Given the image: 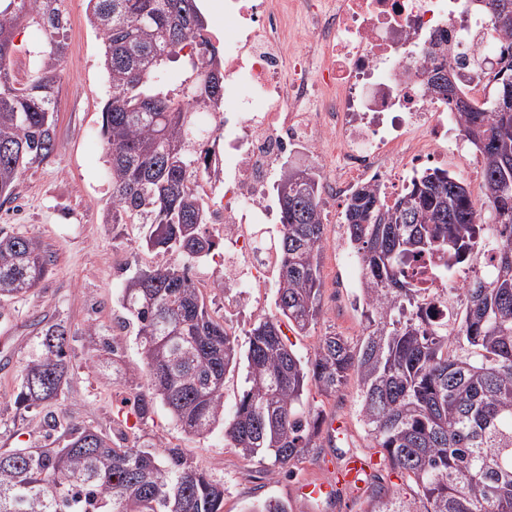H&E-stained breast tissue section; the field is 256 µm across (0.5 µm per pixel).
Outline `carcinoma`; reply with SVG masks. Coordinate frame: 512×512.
<instances>
[{
  "mask_svg": "<svg viewBox=\"0 0 512 512\" xmlns=\"http://www.w3.org/2000/svg\"><path fill=\"white\" fill-rule=\"evenodd\" d=\"M512 0H487L492 30L512 38L495 14ZM63 0H0V198L15 197L21 169L55 151L52 121L57 66L68 19ZM111 94L103 135L112 179V213L146 231L141 246L163 260L122 288L120 324L139 343L140 364L124 373L136 415L162 406L187 437L224 425V438L248 458L282 469L316 447L323 412L304 410L308 385L332 395L351 377L358 415L392 469L416 495L379 496L368 512H512V112L499 101L512 87V63L495 72L484 107L460 110L461 133L482 155L484 195L475 204L462 180L433 170L409 181L392 203L373 184L357 187L342 213L345 240L359 256L363 328L351 342L320 338L304 358L282 338L277 317L252 325L246 353L224 319L210 311L192 275L219 242L192 188L198 146L214 130L196 114H222L224 64L203 39L196 0H88ZM29 19L49 49L30 74L12 70L18 24ZM183 62L178 89L165 88L170 62ZM428 88L456 95L445 68ZM319 175L287 169L277 185L281 230L275 306L307 336L321 313L320 257L325 247ZM434 255L460 277L451 319H433V300L408 278L409 262ZM50 259L33 237L0 231V302L17 299L47 275ZM71 337L59 323L34 340L17 375L19 416L64 394ZM246 357L245 388L224 422L226 374ZM62 444L0 448V512H224V484L178 447L117 444L88 425L52 419Z\"/></svg>",
  "mask_w": 512,
  "mask_h": 512,
  "instance_id": "obj_1",
  "label": "carcinoma"
}]
</instances>
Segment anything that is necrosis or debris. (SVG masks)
Wrapping results in <instances>:
<instances>
[{
  "label": "necrosis or debris",
  "mask_w": 512,
  "mask_h": 512,
  "mask_svg": "<svg viewBox=\"0 0 512 512\" xmlns=\"http://www.w3.org/2000/svg\"><path fill=\"white\" fill-rule=\"evenodd\" d=\"M237 19L224 44V130L213 137L196 190L224 220L225 292L231 307L271 285L273 253L260 228L275 223L269 186L283 161L317 163L324 196L375 183L387 200L400 186L394 163L430 162L462 121L429 90L426 72L445 66L472 96L473 73L490 77L512 40L493 32L476 0H225ZM447 33L448 53L434 43ZM423 255L407 269L448 316V281Z\"/></svg>",
  "instance_id": "necrosis-or-debris-1"
}]
</instances>
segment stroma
Segmentation results:
<instances>
[{
    "instance_id": "obj_1",
    "label": "stroma",
    "mask_w": 512,
    "mask_h": 512,
    "mask_svg": "<svg viewBox=\"0 0 512 512\" xmlns=\"http://www.w3.org/2000/svg\"><path fill=\"white\" fill-rule=\"evenodd\" d=\"M68 18L67 46L59 62L60 82L55 103L53 155L23 170L14 202L0 206V230L36 238L51 257L48 275L29 293L0 305V448L42 445L46 419L65 414L121 440L164 442L182 449L201 468L224 484V512H245L249 502L277 499L289 512H366L377 493L413 496L415 486L389 466L380 449L366 436L358 416L356 381L327 396L308 387L305 402L322 409L325 418L343 422L342 436L330 438L321 430L317 448L279 472L266 462L248 458L228 447L223 429L201 440L186 438L164 408L150 419L134 417L122 385L95 377L85 367L84 336L95 328L100 343L115 347L127 366L140 360L132 333L118 323L119 297L128 278L154 265L155 255L143 250L138 224L112 221V180L102 135V109L110 88L102 66V40L88 21L87 0H64ZM450 174L467 185L473 199L483 196L480 159L474 147L453 139L444 152ZM342 210L326 211L325 247L321 256L322 311L310 335L283 327L286 343L304 357L311 356L325 334L337 332L358 339L361 311L354 305L359 274L352 270L341 224ZM276 312L274 291L254 290L250 304L241 306L225 323L239 344L260 317ZM63 323L72 335L71 379L65 396L18 417L14 405L16 377L38 336L42 323ZM355 452L372 461V480L359 491H338L329 502H303L296 494L305 481H330L335 462Z\"/></svg>"
}]
</instances>
